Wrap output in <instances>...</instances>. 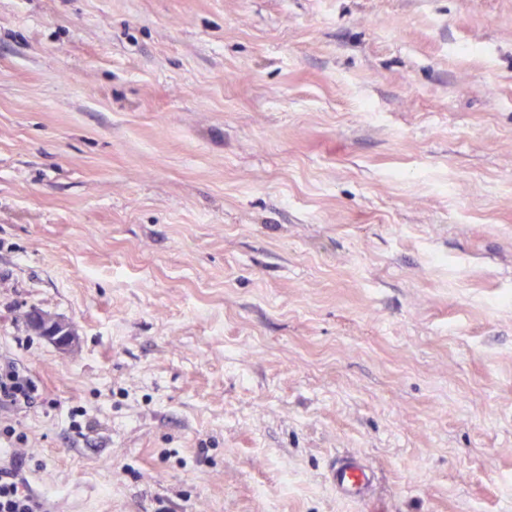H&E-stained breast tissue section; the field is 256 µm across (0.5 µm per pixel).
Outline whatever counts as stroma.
I'll list each match as a JSON object with an SVG mask.
<instances>
[{
    "mask_svg": "<svg viewBox=\"0 0 512 512\" xmlns=\"http://www.w3.org/2000/svg\"><path fill=\"white\" fill-rule=\"evenodd\" d=\"M1 358L48 512H512V0H0ZM30 318L39 325H44L48 331L47 336H41L63 350H70L76 341L74 326L52 314L47 315L41 311H31ZM37 388L27 375L11 361L0 363V406L28 407L36 398ZM372 480V469L359 458L338 459L328 474V481L336 488V492L346 500L356 503L367 499Z\"/></svg>",
    "mask_w": 512,
    "mask_h": 512,
    "instance_id": "obj_1",
    "label": "stroma"
}]
</instances>
